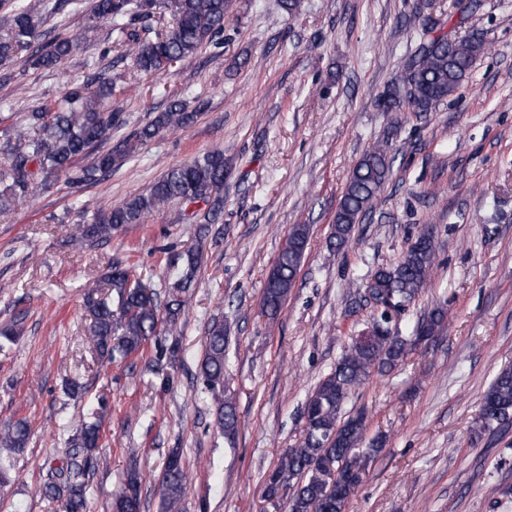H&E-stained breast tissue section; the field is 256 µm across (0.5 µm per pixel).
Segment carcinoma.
Segmentation results:
<instances>
[{
    "instance_id": "obj_1",
    "label": "carcinoma",
    "mask_w": 512,
    "mask_h": 512,
    "mask_svg": "<svg viewBox=\"0 0 512 512\" xmlns=\"http://www.w3.org/2000/svg\"><path fill=\"white\" fill-rule=\"evenodd\" d=\"M162 0H93L86 17L88 27L110 20L117 31L103 55L118 60L134 59L137 70L158 73L184 61L207 46H224V20L232 0H171L175 22L163 33L154 25ZM3 7L11 16V31L0 40V62L27 57L39 68H56L76 49L77 42L56 38L35 46V6L26 0H6ZM482 37L471 34L451 38L440 34L407 60L399 81L388 86L377 99L384 112H434L463 82L483 52ZM113 83L100 81L71 85L54 104L29 112L20 122L0 114V210L29 196L38 176L64 173L68 183L78 187L98 180L134 156L166 129L189 125L196 113L188 103L172 102L168 110L105 150L102 145L112 129L126 125L122 112L107 101ZM89 164L72 170L77 159ZM232 166L226 151L217 149L191 162L171 168L149 190L133 196L108 211L97 213L81 225L73 238L78 248L106 240L130 224L173 203L192 208L196 226L189 227L194 238H202L206 225L223 212L221 188ZM391 172L387 143L364 155L355 165L333 220L332 238L345 245L354 225L371 213L374 202ZM393 265L372 272L365 287L379 304L366 328L351 342L332 373L308 397L304 409V437L298 446L285 449L268 478L266 492L272 497L291 489L286 512H344L357 485L348 479L354 469L365 467L379 451L377 441L366 438V414L344 415L351 390L361 386L373 372L387 373L399 366L419 342L443 330L447 313L436 308L419 321L408 336L396 328L394 317L404 313L426 285L434 265L436 244L431 230ZM309 229L295 225L286 246L272 266L263 291L262 307L270 317L283 308L308 244ZM199 266V254L186 251L181 268L169 276L166 301L156 303V293L130 272L113 266L107 275L110 292L91 289L86 296L89 312L88 334L93 336L101 363L125 360L138 353L153 336L178 334L177 322L185 312ZM228 336L224 321L214 318L206 331L200 374L215 405L216 426L232 439L238 433L236 398L224 386L225 351ZM480 428L497 430L512 424V368L501 370L481 400ZM100 439L96 420H84L73 438L74 456H83L66 467L47 471L43 494L60 503L62 512H86V482L79 479L92 460ZM29 427L23 420L0 430V485L7 483L14 456L23 452ZM188 476L177 448L172 449L158 478L161 512H185ZM140 475L127 474L123 487L114 494L112 512H140Z\"/></svg>"
}]
</instances>
